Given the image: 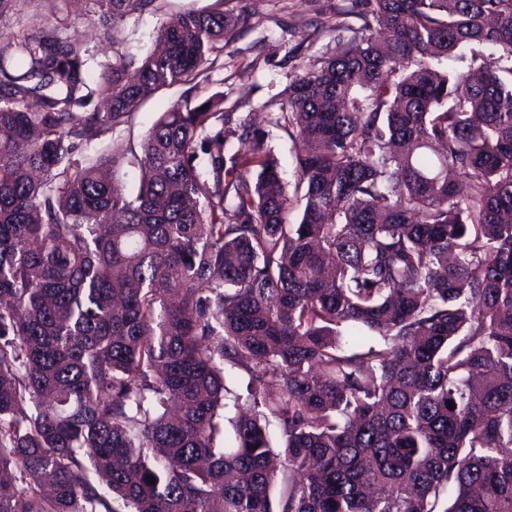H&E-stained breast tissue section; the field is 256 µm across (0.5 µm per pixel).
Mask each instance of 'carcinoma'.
Listing matches in <instances>:
<instances>
[{
	"label": "carcinoma",
	"instance_id": "obj_1",
	"mask_svg": "<svg viewBox=\"0 0 512 512\" xmlns=\"http://www.w3.org/2000/svg\"><path fill=\"white\" fill-rule=\"evenodd\" d=\"M367 5L271 117L291 192L221 98L132 191L74 158L197 78L224 0L95 81L75 33L0 40V512H512V0Z\"/></svg>",
	"mask_w": 512,
	"mask_h": 512
}]
</instances>
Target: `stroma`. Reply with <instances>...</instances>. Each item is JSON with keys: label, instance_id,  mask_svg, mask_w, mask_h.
I'll return each mask as SVG.
<instances>
[{"label": "stroma", "instance_id": "obj_1", "mask_svg": "<svg viewBox=\"0 0 512 512\" xmlns=\"http://www.w3.org/2000/svg\"><path fill=\"white\" fill-rule=\"evenodd\" d=\"M211 0H155L142 14L113 28L111 38L82 23V0H19L17 7L37 32L69 23L91 51V73L99 75L101 63L122 53L142 58L154 45L157 29L175 15L201 9ZM365 0H224V10L235 18L232 38L214 51L195 82L162 90L143 102L130 125L110 140L81 147V161L108 153L114 178L134 187L137 162L128 147L138 144L161 112L177 102L197 103L223 96V109L265 130L264 146L279 161L285 181L295 179L298 146L287 132L269 122L287 92L299 64H315L335 49L333 26L345 23L344 38H351L361 21Z\"/></svg>", "mask_w": 512, "mask_h": 512}]
</instances>
